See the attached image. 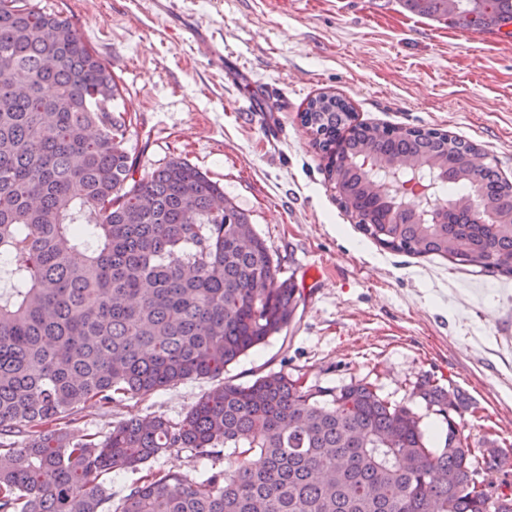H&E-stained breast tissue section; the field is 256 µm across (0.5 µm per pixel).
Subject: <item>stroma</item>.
Returning <instances> with one entry per match:
<instances>
[{
    "instance_id": "35a3bbf8",
    "label": "stroma",
    "mask_w": 512,
    "mask_h": 512,
    "mask_svg": "<svg viewBox=\"0 0 512 512\" xmlns=\"http://www.w3.org/2000/svg\"><path fill=\"white\" fill-rule=\"evenodd\" d=\"M67 17L110 66L132 122L128 148L147 174L181 158L224 187L249 216L301 300L284 335L242 356L226 378L269 370L334 388L367 377L437 429L412 395L424 375L462 390L472 448L512 445V278L439 257L380 247L352 224L299 115L326 92L358 117L435 128L476 144L482 162L512 180V36L478 32L407 11L401 0H40ZM220 44H196L197 31ZM270 90L278 138L247 111L242 78ZM211 386L188 380L145 399L87 403L62 420L71 441L104 439L113 425L160 415L176 422ZM192 479L210 460L182 450L144 470L103 478L113 498L145 471Z\"/></svg>"
}]
</instances>
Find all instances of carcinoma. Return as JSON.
<instances>
[{
	"mask_svg": "<svg viewBox=\"0 0 512 512\" xmlns=\"http://www.w3.org/2000/svg\"><path fill=\"white\" fill-rule=\"evenodd\" d=\"M462 29L512 26V0H404ZM121 89L71 22L37 0H0V512H101L99 479L186 448L229 458L202 480L152 475L113 512H512V451L464 443L459 389L425 375L421 417L362 378L339 388L270 370L246 384L227 367L288 328L298 288L224 187L181 158L136 177ZM301 123L327 159L336 201L365 235L512 277V181L476 167L475 145L438 129L359 122L344 99H311ZM415 164L453 196L447 222L392 208L362 165ZM451 181L438 179L443 171ZM215 380L177 423L130 419L73 443L57 421L81 405L144 399Z\"/></svg>",
	"mask_w": 512,
	"mask_h": 512,
	"instance_id": "cac0c4a2",
	"label": "carcinoma"
}]
</instances>
